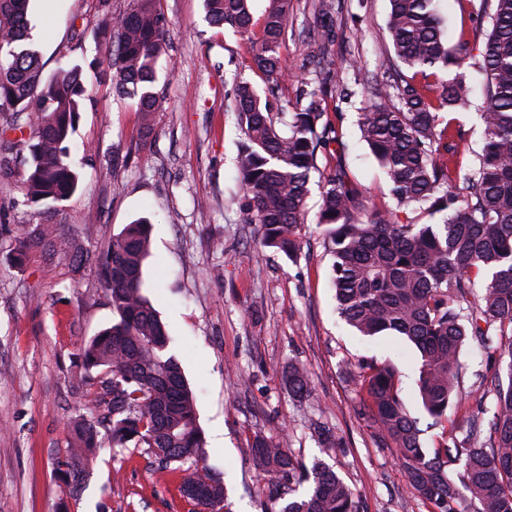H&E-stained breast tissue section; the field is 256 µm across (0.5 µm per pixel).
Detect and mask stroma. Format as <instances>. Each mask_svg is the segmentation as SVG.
Wrapping results in <instances>:
<instances>
[{
    "instance_id": "1",
    "label": "stroma",
    "mask_w": 512,
    "mask_h": 512,
    "mask_svg": "<svg viewBox=\"0 0 512 512\" xmlns=\"http://www.w3.org/2000/svg\"><path fill=\"white\" fill-rule=\"evenodd\" d=\"M132 0H32L30 20L45 73L103 58L97 27L102 8L129 11ZM169 33L159 61L164 103L154 131L140 141L141 118L109 82L88 76L73 137L81 187L56 211L25 201L19 180L0 182V512H194L176 474L150 464L140 449H96L80 491L62 479L68 423L87 387L83 345L116 316L98 283L96 257L123 225L152 223L144 293L160 314L173 352L197 397L206 439L205 465L223 478L231 512H262L264 496L248 454L255 435L285 424L290 449L306 463L322 461L346 480L363 512H428L391 449L356 412L352 374L359 362L396 366L402 397L417 405L420 355L394 336L354 335L336 311L331 257L323 244L319 194L311 192L297 259L261 247L257 225L239 208L243 195L236 157L243 132L227 109L234 79L264 89L247 37L215 28L203 0H160ZM449 43L480 53L484 0H438ZM388 0H294L280 52L292 79L272 97L274 111H295V87L308 74L306 44L321 25L332 38L324 69L338 88L327 98L337 143L320 153L321 170L343 165L368 202L386 206L401 224H439L442 214L397 208L383 169L357 126L367 87L393 66L386 29ZM116 161L103 177L104 159ZM55 227L51 250L34 248L24 264L11 256L17 229ZM223 250H215V242ZM83 261H76V253ZM222 276H210L213 266ZM306 365L315 405L290 394V360ZM464 407L474 406L493 362L477 343L465 349ZM317 420L344 440L341 451L319 448L309 429ZM223 447H216L215 433Z\"/></svg>"
}]
</instances>
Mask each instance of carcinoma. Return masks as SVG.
<instances>
[{
  "label": "carcinoma",
  "mask_w": 512,
  "mask_h": 512,
  "mask_svg": "<svg viewBox=\"0 0 512 512\" xmlns=\"http://www.w3.org/2000/svg\"><path fill=\"white\" fill-rule=\"evenodd\" d=\"M210 25L252 34L251 0H204ZM480 53L483 142L474 160L451 140L442 112L471 107V88L460 70L470 66L465 43L448 45L435 0H389L387 30L398 65L392 83L372 91L359 117L361 137L384 170L396 206L433 215L441 224H397L386 209H367L338 165L322 174L320 220L332 258V283L341 319L363 337L397 336L420 354L418 399L430 422L420 427L390 363L359 366L358 413L374 427L380 445L393 448L419 498L432 512H512V0H490ZM30 0H0V173L17 174L26 200L50 209L72 197L80 174L69 144L80 119L85 74L80 64L46 75L31 47ZM159 0H133L123 16H104L105 75L117 96L140 112V140L152 134L149 117L163 103L158 62L167 29ZM293 0H268L252 63L273 94L286 81L280 55ZM331 30L307 44V59L321 64ZM457 73L435 82L426 70ZM297 97V112H273L254 86L235 84L230 111L244 133L237 167L245 189L242 209L259 226L260 244L295 258L300 251L311 175L319 149L336 141L323 121L328 78ZM27 154L13 166V150ZM466 184L464 196L457 182ZM54 225L38 224L13 236V260L47 245ZM151 222L139 219L112 235L98 257L99 276L117 320L81 351L91 375L84 413L69 423L65 466L73 485L93 465L92 448L105 431L112 447L142 448L165 468L181 473L179 490L199 512H223V482L205 466H185L204 455L196 397L157 311L143 293V263L150 254ZM507 359L483 377L476 409L459 407L470 340ZM288 390L312 396L309 371L288 365ZM493 395L492 418L482 423ZM440 429L428 448L424 435ZM278 441L255 436L249 448L255 471L267 480L265 512H360L354 490L336 471L308 467Z\"/></svg>",
  "instance_id": "cac0c4a2"
}]
</instances>
